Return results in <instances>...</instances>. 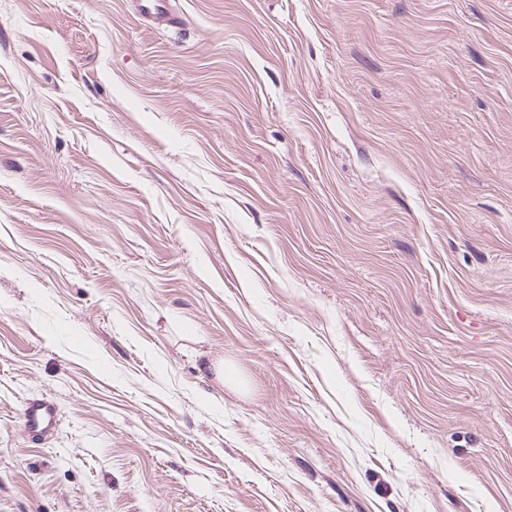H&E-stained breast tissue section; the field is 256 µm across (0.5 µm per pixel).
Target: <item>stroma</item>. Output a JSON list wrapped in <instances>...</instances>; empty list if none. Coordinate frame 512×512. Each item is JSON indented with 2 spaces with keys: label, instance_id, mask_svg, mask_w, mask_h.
<instances>
[{
  "label": "stroma",
  "instance_id": "stroma-1",
  "mask_svg": "<svg viewBox=\"0 0 512 512\" xmlns=\"http://www.w3.org/2000/svg\"><path fill=\"white\" fill-rule=\"evenodd\" d=\"M167 8L0 0V512H512V0ZM59 413L55 403L48 398H36L27 402L22 413L25 431L33 440L50 437L57 428Z\"/></svg>",
  "mask_w": 512,
  "mask_h": 512
}]
</instances>
